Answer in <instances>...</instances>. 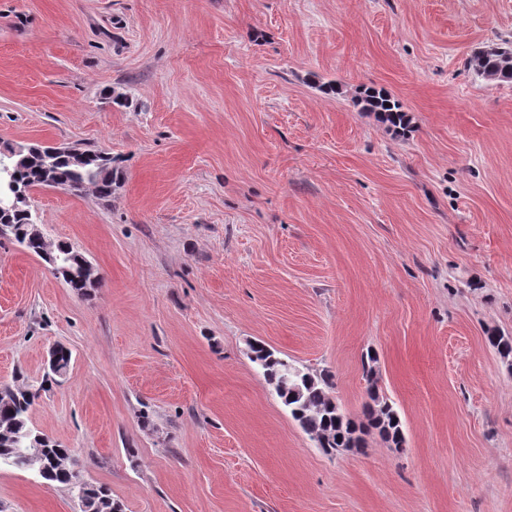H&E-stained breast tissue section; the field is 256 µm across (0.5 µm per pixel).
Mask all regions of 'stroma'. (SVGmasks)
<instances>
[{
  "mask_svg": "<svg viewBox=\"0 0 512 512\" xmlns=\"http://www.w3.org/2000/svg\"><path fill=\"white\" fill-rule=\"evenodd\" d=\"M504 39L512 0H0V147L121 171L29 194L88 295L0 242V384L70 350L31 424L122 512H512V83L466 65ZM255 341L357 421L375 354L403 447L323 452ZM0 512L80 508L4 465ZM385 103H389V107H386ZM360 104H362V112L373 113L379 120L391 127L405 130L409 126L410 119L402 105L382 91H368L361 98ZM57 254L67 259L63 264L58 265V268L67 269L66 271L56 270L63 276L66 283L77 293H84L87 288H93L95 283L85 282L80 274L82 255L75 250V248L68 243H59Z\"/></svg>",
  "mask_w": 512,
  "mask_h": 512,
  "instance_id": "obj_1",
  "label": "stroma"
}]
</instances>
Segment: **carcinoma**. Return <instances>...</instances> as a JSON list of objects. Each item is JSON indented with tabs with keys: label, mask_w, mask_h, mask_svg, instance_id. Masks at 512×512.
Segmentation results:
<instances>
[{
	"label": "carcinoma",
	"mask_w": 512,
	"mask_h": 512,
	"mask_svg": "<svg viewBox=\"0 0 512 512\" xmlns=\"http://www.w3.org/2000/svg\"><path fill=\"white\" fill-rule=\"evenodd\" d=\"M467 66L488 81L512 82V44L503 42L490 49H480L467 59ZM361 110L374 114L379 120L396 129L404 130L410 119L402 105L382 91L371 90L361 98ZM14 167L0 178V201L26 187L42 186L45 181L73 195L79 196L91 186L101 199L112 197L118 179V167L112 155L95 150H84L82 164L75 165L64 157L57 156L50 166H45L41 156L26 151L11 159ZM7 216L5 237L17 243L24 251L41 255L43 245L39 237L32 234V217L26 210H2L0 217ZM57 254L66 259L61 264L66 283L74 291L83 293L94 287L80 274L82 255L68 243H61ZM489 344L504 359L512 358V336L496 331L488 333ZM250 360L273 386L281 404L292 419L326 453L334 451H358L363 448V435L375 430L395 447L404 444L402 422L397 410L376 391L378 370L377 360L369 358L365 365L369 382L368 396L363 420L355 423L347 419L335 400L330 396L332 376L326 372L311 373L300 371L292 377L286 373V359L262 342L250 346ZM45 390L39 386L36 392L31 387L15 390L14 397H0V464L13 456L14 449L36 448L32 457L35 467L44 465L42 479L49 486L64 485L76 492L82 512H118L109 490L79 479L76 461L70 449L56 443L39 432L29 423L30 408L38 393Z\"/></svg>",
	"instance_id": "1"
}]
</instances>
